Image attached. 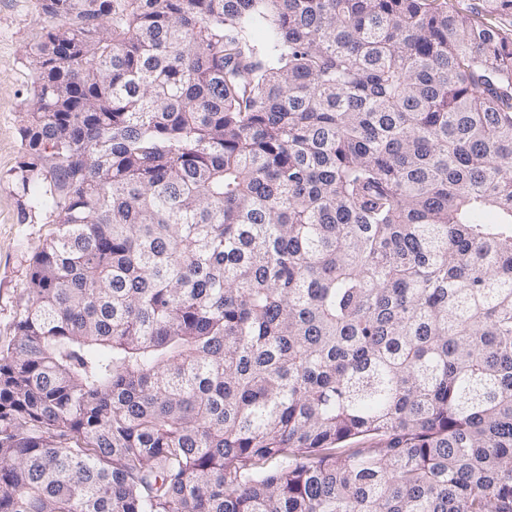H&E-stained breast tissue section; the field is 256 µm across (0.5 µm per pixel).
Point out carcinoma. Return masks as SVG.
Masks as SVG:
<instances>
[{
    "mask_svg": "<svg viewBox=\"0 0 512 512\" xmlns=\"http://www.w3.org/2000/svg\"><path fill=\"white\" fill-rule=\"evenodd\" d=\"M42 10L0 512H512V40L445 0Z\"/></svg>",
    "mask_w": 512,
    "mask_h": 512,
    "instance_id": "carcinoma-1",
    "label": "carcinoma"
}]
</instances>
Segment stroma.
<instances>
[{"instance_id": "obj_1", "label": "stroma", "mask_w": 512, "mask_h": 512, "mask_svg": "<svg viewBox=\"0 0 512 512\" xmlns=\"http://www.w3.org/2000/svg\"><path fill=\"white\" fill-rule=\"evenodd\" d=\"M42 0H0V347L14 336L31 258L55 229L53 204L34 209L16 186L22 159L19 128L33 94L24 50L41 31Z\"/></svg>"}]
</instances>
